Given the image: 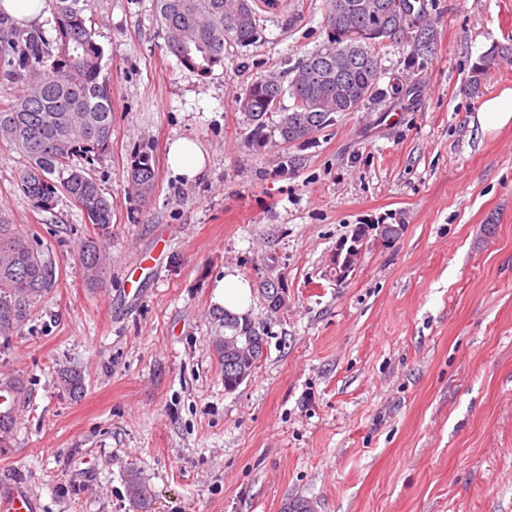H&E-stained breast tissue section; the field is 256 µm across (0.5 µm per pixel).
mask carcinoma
Segmentation results:
<instances>
[{"label": "carcinoma", "instance_id": "carcinoma-1", "mask_svg": "<svg viewBox=\"0 0 512 512\" xmlns=\"http://www.w3.org/2000/svg\"><path fill=\"white\" fill-rule=\"evenodd\" d=\"M336 2L327 0L326 41L306 56L288 85L268 75L252 80L243 94L250 97L244 113L245 141L254 148L286 142L304 143L318 134L338 112L358 111L384 95L378 88L382 72L375 47L367 43L345 69L326 59L335 51ZM55 35L48 39L37 28H21L0 10V82L17 89L0 98V136L12 142L26 158L19 188L39 212L53 213L64 194L82 211L85 223L108 228L112 204L93 177L96 161L112 145V92L100 79L103 47L87 25L81 0H47ZM239 0H156V11L168 52L184 68L201 77L224 66V47L248 46L261 36L256 13L235 17ZM512 63V43L500 44L479 58L470 76L471 92L481 89V78L495 65ZM311 99L323 98V110L295 112L288 105L272 121L265 110L269 97L295 92ZM128 182L145 196L155 183V157L149 150L135 153ZM105 249L89 241L82 244L81 262L88 281L106 271ZM53 266L43 257L37 240L0 216V338L22 334L26 324L52 286ZM224 328L263 336L252 319L231 318ZM61 387L74 397L84 392L85 378L78 370L61 373ZM24 393L23 383L0 378V447L6 446L16 428L15 406ZM130 497L143 508L148 490L135 474L129 475Z\"/></svg>", "mask_w": 512, "mask_h": 512}]
</instances>
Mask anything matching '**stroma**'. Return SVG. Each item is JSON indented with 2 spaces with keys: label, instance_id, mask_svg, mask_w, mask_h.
<instances>
[{
  "label": "stroma",
  "instance_id": "35a3bbf8",
  "mask_svg": "<svg viewBox=\"0 0 512 512\" xmlns=\"http://www.w3.org/2000/svg\"><path fill=\"white\" fill-rule=\"evenodd\" d=\"M433 49L379 53L400 99L336 113L308 143L254 151L236 104L263 75H284L326 39L325 0H256L261 38L224 49L202 78L168 53L154 0H88L112 87V146L93 175L112 223H85L68 197L53 215L18 187L22 153L0 138V215L37 236L53 285L22 335L0 342V375L26 394L0 483L21 480L38 512H512V124L482 134L484 98L512 66L477 59L512 37V0H426ZM193 139L198 181L172 175L168 147ZM151 146L157 179L138 197L126 175ZM358 267L331 276L362 224ZM109 263L89 283L79 259ZM252 288L266 348L235 390L212 339L225 270ZM284 280L273 313L262 286ZM85 377L81 398L58 383ZM501 63H512V43L495 46L491 51L479 58L478 63L472 68V75L469 80V86L473 94L480 92L481 78L485 72ZM105 249L99 244L89 241L82 244L81 262L88 281L97 282L106 271Z\"/></svg>",
  "mask_w": 512,
  "mask_h": 512
}]
</instances>
